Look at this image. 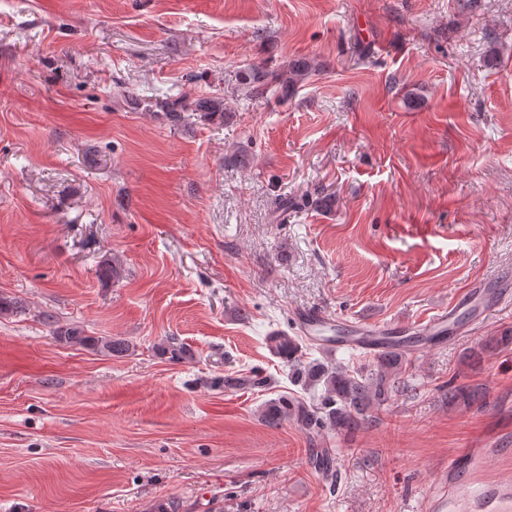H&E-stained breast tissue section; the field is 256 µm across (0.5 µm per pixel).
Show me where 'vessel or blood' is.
<instances>
[{
    "label": "vessel or blood",
    "mask_w": 512,
    "mask_h": 512,
    "mask_svg": "<svg viewBox=\"0 0 512 512\" xmlns=\"http://www.w3.org/2000/svg\"><path fill=\"white\" fill-rule=\"evenodd\" d=\"M512 297V279H505L493 286L473 287L466 302L472 316L478 317L497 310L503 301ZM295 323L306 336L316 335L324 329L341 333L337 345L358 344L371 351L386 349L390 336H430L433 334L464 335L467 325L458 323L456 309L433 318L423 326H379L365 322H341L323 311L304 309L296 313ZM486 455L484 449H464L459 458L448 464V495L435 505L436 512H512V488L493 482H478L474 476Z\"/></svg>",
    "instance_id": "1"
}]
</instances>
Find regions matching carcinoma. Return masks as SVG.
<instances>
[{"instance_id": "1", "label": "carcinoma", "mask_w": 512, "mask_h": 512, "mask_svg": "<svg viewBox=\"0 0 512 512\" xmlns=\"http://www.w3.org/2000/svg\"><path fill=\"white\" fill-rule=\"evenodd\" d=\"M321 67L322 64L315 61H291L283 74L273 77L262 66L253 65L244 71V84L251 96L273 95L277 88L286 90ZM192 111L209 123L224 122V101L219 98L198 99ZM267 341L271 352L288 365L293 383L312 395L310 400L293 393L267 400L261 407V419L271 427L279 426L286 419H294L310 432L334 431L351 437L373 421L374 411L409 389L405 380L409 359L407 351L399 347L374 355L366 366L351 367L341 362L304 359L302 342L297 336L276 331L267 336ZM511 344L512 331H505L485 344L467 350L464 361L475 366L488 350ZM93 346L109 356H120L130 349L126 340L117 337L98 339ZM223 383L226 389L253 390L265 386L266 379L237 374L224 377ZM483 399V388L478 385L448 386L450 401L471 405ZM315 464L329 484L335 485L337 474L331 452L323 450L315 457Z\"/></svg>"}]
</instances>
